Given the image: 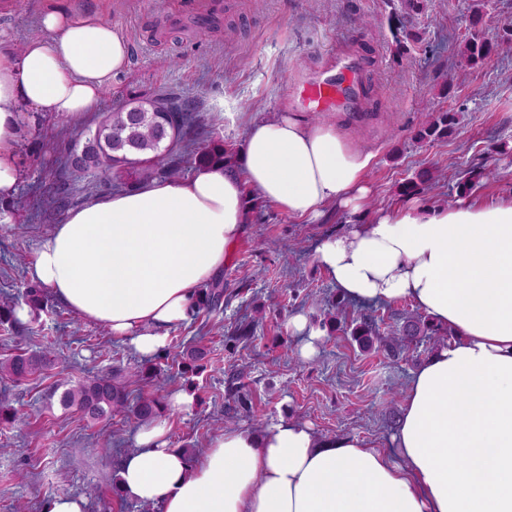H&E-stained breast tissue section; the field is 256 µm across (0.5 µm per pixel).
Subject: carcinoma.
<instances>
[{
  "label": "carcinoma",
  "instance_id": "cac0c4a2",
  "mask_svg": "<svg viewBox=\"0 0 512 512\" xmlns=\"http://www.w3.org/2000/svg\"><path fill=\"white\" fill-rule=\"evenodd\" d=\"M483 23L482 12L473 11L470 16L473 33L460 49L469 64L484 63L498 51L499 43L480 35ZM133 106L140 108L141 116L135 117L128 113V109ZM455 124V113L431 112L426 114V121L417 131L416 137L421 141L446 138L452 133ZM210 126L211 118L206 113L196 111L191 104L175 97L131 101L109 112L86 139L81 150H70L69 155L80 156V163L73 164L68 160L66 168L73 175L92 170L100 184L108 185L112 183V170L126 166L133 170V175L126 182V187L131 191L157 178L178 179L183 169L172 159L174 141L180 136L206 134ZM214 161L231 165L233 156L224 149V144L211 138L204 146L197 147L195 163L203 166ZM430 181V173L423 171L417 179L404 182L400 186V194L405 197L417 195ZM68 202V188L63 182L58 186L55 196L47 201V208L62 210ZM22 298L34 317L46 308L45 297L39 288L27 287ZM223 300L224 283L216 278L209 287L203 289L196 310L210 312L217 309ZM342 311V302L331 303L330 308L323 312V320L320 321L322 327L330 333L335 331L337 314ZM350 324L354 340L364 348L372 346L373 337L379 335L377 320L369 314L360 313L350 320ZM443 343L445 337L439 329L418 316L409 318L395 330L384 343L383 351L388 359L395 362L410 348L432 349ZM180 356L181 374L185 375L199 369V361L203 359L204 352L197 346L184 345ZM50 363V355L43 351L17 354L0 363V378L19 383L42 371ZM62 402L93 421L123 414L146 422L158 417L164 409V396L158 392L131 396L118 372L95 375L71 386L63 393Z\"/></svg>",
  "mask_w": 512,
  "mask_h": 512
}]
</instances>
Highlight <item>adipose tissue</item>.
Returning a JSON list of instances; mask_svg holds the SVG:
<instances>
[{
    "instance_id": "ef3b65f1",
    "label": "adipose tissue",
    "mask_w": 512,
    "mask_h": 512,
    "mask_svg": "<svg viewBox=\"0 0 512 512\" xmlns=\"http://www.w3.org/2000/svg\"><path fill=\"white\" fill-rule=\"evenodd\" d=\"M39 25L41 38L0 51V199L17 190L21 115H89L128 66L107 22L49 10ZM372 160L330 124L249 118L240 166L205 165L70 211L30 276L151 356L249 223L244 186L316 219L332 203L361 207ZM316 258L346 298L410 300L453 335L413 374L392 451L282 419L225 429L192 458L154 422L122 457L121 495L161 512H512V200L381 211L325 237Z\"/></svg>"
}]
</instances>
